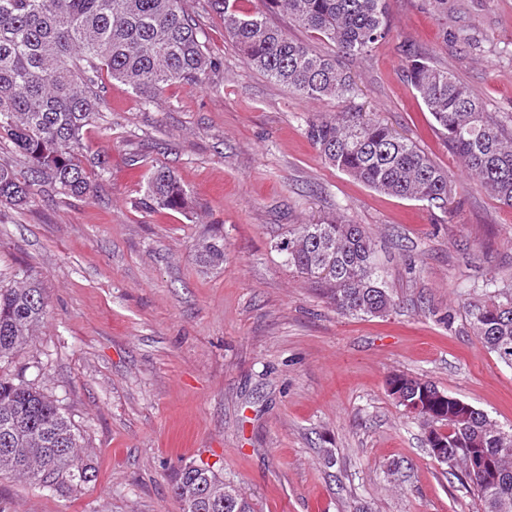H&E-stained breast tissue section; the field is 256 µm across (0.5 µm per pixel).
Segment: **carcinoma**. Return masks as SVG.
<instances>
[{
    "label": "carcinoma",
    "mask_w": 512,
    "mask_h": 512,
    "mask_svg": "<svg viewBox=\"0 0 512 512\" xmlns=\"http://www.w3.org/2000/svg\"><path fill=\"white\" fill-rule=\"evenodd\" d=\"M238 0H211L224 31L248 65L314 101L342 99L350 77L336 60L314 53ZM298 26L340 52L366 55L386 39L388 0H267ZM405 77L431 115L435 129L470 176L512 208V129L453 75L412 51ZM221 64L207 51L184 0H0V138L11 141L31 176L64 196L80 197L90 184L81 160L83 132L100 112L94 92L102 75L152 102L173 82H203ZM305 134L320 155L350 177L388 196L444 209L452 195L448 171L415 143L359 112H337L307 122ZM32 183L0 161V203H27ZM191 197L177 176L154 170L146 206L186 213ZM288 266L328 288L344 315L382 317L394 304L378 270L370 235L342 215L301 224L275 244ZM209 268L224 264V238L213 236L194 254ZM43 288L29 277L0 288V360L27 343L45 318ZM470 324L489 352L512 367V282L487 280L469 303ZM388 392L413 414L427 447L453 461L452 474L477 495L482 512H512V428L474 407L458 409L422 378L393 374ZM479 448L494 472L474 470ZM11 473L49 490L92 478L80 462L77 438L57 401L32 383L0 376V474ZM182 512H253L238 489L207 464L181 466L172 485Z\"/></svg>",
    "instance_id": "1"
}]
</instances>
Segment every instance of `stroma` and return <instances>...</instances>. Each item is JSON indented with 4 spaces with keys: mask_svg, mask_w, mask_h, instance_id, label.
<instances>
[{
    "mask_svg": "<svg viewBox=\"0 0 512 512\" xmlns=\"http://www.w3.org/2000/svg\"><path fill=\"white\" fill-rule=\"evenodd\" d=\"M245 7L335 58L354 91L312 102L270 80L209 0H186L222 63L206 83L171 84L154 103L101 77V112L83 135L89 192L66 198L42 182L27 205L0 204V287L30 276L50 310L0 374L58 401L95 476L49 492L2 475L0 512H182L172 480L193 461L255 512H480L386 381L429 380L512 426V368L468 314L478 285L512 278V208L435 131L404 60L415 50L485 111L511 116L512 0H389L390 34L363 57L265 0ZM336 112L420 146L453 181L447 210L378 194L325 161L306 122ZM159 167L189 191L188 215L145 207ZM339 213L373 237L395 299L386 316L338 313L274 248L289 227ZM216 230L224 265L206 269L194 250Z\"/></svg>",
    "mask_w": 512,
    "mask_h": 512,
    "instance_id": "1",
    "label": "stroma"
}]
</instances>
